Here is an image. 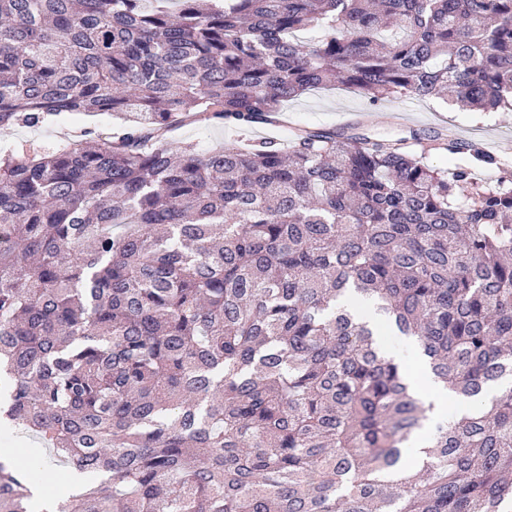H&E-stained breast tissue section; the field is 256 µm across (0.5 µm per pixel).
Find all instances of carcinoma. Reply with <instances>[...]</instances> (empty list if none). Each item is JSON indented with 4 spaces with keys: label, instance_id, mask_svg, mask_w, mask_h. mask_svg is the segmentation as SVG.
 I'll list each match as a JSON object with an SVG mask.
<instances>
[{
    "label": "carcinoma",
    "instance_id": "carcinoma-1",
    "mask_svg": "<svg viewBox=\"0 0 512 512\" xmlns=\"http://www.w3.org/2000/svg\"><path fill=\"white\" fill-rule=\"evenodd\" d=\"M0 0V129L120 132L0 155L4 419L84 490L58 512H503L512 503V173L408 138L174 146L340 83L512 112V0ZM316 32L308 42L297 33ZM374 299L368 326L344 297ZM469 401L425 406L377 337ZM36 470L0 456V512ZM121 121L110 115L67 114L53 123L38 127L15 126L0 130V154L10 152L52 153L63 147L74 135L92 129L103 136L112 135V129ZM469 153L452 154L448 151H432L429 156L430 164L438 169H455L460 166H469L472 168L473 177L479 180L490 181L498 174L495 167H487L474 164L471 161ZM401 337L386 336L388 343L395 349L401 351L406 362L412 366L414 370L405 371L406 381L409 385L410 393L417 399L423 401L426 405L433 404V411L429 414V419L423 423L410 439L409 446L405 453V462L412 464L411 470H417L421 467L423 460L426 458L425 451L431 445V431L433 420L448 413V404L455 402L456 411L459 414L466 412L470 405L467 402L457 401L455 393L445 387L432 374L428 364L421 358L415 361L409 347L402 344ZM379 345L389 356H394L400 362L401 354L392 350L385 342L378 340Z\"/></svg>",
    "mask_w": 512,
    "mask_h": 512
}]
</instances>
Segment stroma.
Listing matches in <instances>:
<instances>
[{"label": "stroma", "instance_id": "35a3bbf8", "mask_svg": "<svg viewBox=\"0 0 512 512\" xmlns=\"http://www.w3.org/2000/svg\"><path fill=\"white\" fill-rule=\"evenodd\" d=\"M289 126L354 127L358 133L397 139L419 133L472 144L512 168V112H476L441 99H388L375 105L344 87L307 91L284 105ZM109 115L68 114L38 127L0 130V154L52 153L84 130L109 135L118 127Z\"/></svg>", "mask_w": 512, "mask_h": 512}]
</instances>
